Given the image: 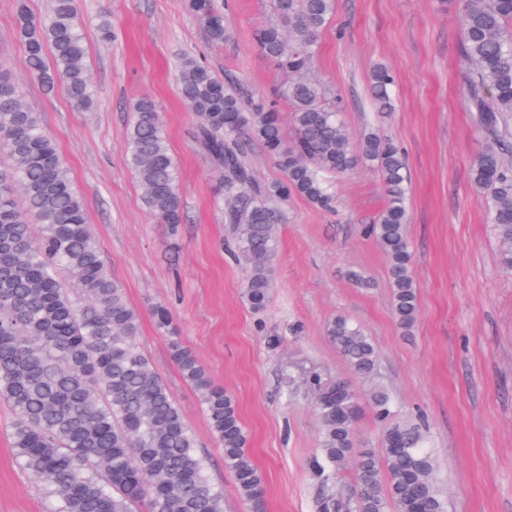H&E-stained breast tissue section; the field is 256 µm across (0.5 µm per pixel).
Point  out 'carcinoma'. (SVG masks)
Instances as JSON below:
<instances>
[{"instance_id": "obj_1", "label": "carcinoma", "mask_w": 512, "mask_h": 512, "mask_svg": "<svg viewBox=\"0 0 512 512\" xmlns=\"http://www.w3.org/2000/svg\"><path fill=\"white\" fill-rule=\"evenodd\" d=\"M35 16L18 4V38L26 78L46 90L60 87L77 111L93 106L86 37L78 0H50ZM274 21L255 31L261 52L281 75L276 96L292 104L287 138L276 101L243 102L234 80L221 79L193 55L180 59V93L198 120L197 137L222 176L224 223L233 225V252L246 272L243 297L262 311L268 302L277 254L279 203L299 194L324 210L333 207L327 176L359 165L382 177L385 204L369 226L387 258L394 313L410 327L417 290L406 237V163L392 142L367 132L359 148L338 118L336 102L308 76L317 37L336 0H270ZM203 20L208 41L224 44V0H188ZM464 80L470 111L493 140L506 144L512 118V5L508 0H463ZM391 72L373 69L370 91L377 111L391 110ZM127 165L142 188L147 213L171 230L182 223L179 176L155 102L133 105ZM244 127L276 157L285 180L261 183L243 160ZM0 399L15 411L12 432L19 466L39 483L49 512H224V492L205 473L195 434L171 391L136 346L140 315L125 288L106 271L87 220L40 113L22 100L21 80L0 67ZM471 179L488 204L512 268V168L484 150ZM21 193L24 209L15 196ZM327 335L356 375L375 367L371 339L339 316ZM171 358L199 394L224 466L250 512H263L264 479L247 448L233 397L215 384L196 354L169 337ZM321 420L322 457L315 472L354 461V493L327 495L318 512H446L434 481L437 463L422 428L386 426L381 447L357 444L360 398L347 381L312 386Z\"/></svg>"}]
</instances>
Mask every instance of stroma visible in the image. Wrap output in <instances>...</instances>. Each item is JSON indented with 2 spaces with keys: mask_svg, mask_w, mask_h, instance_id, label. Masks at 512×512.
Segmentation results:
<instances>
[{
  "mask_svg": "<svg viewBox=\"0 0 512 512\" xmlns=\"http://www.w3.org/2000/svg\"><path fill=\"white\" fill-rule=\"evenodd\" d=\"M111 41L96 32L100 12ZM462 0H336L310 75L333 92L352 143L373 131L406 157V234L418 294L411 330L398 324L387 261L365 228L384 205L377 171L333 176L336 209L299 195L282 205L275 276L263 312L243 298L244 270L231 253L220 175L199 145L197 119L179 94L178 63L195 55L248 95L274 96L279 75L254 43L273 19L267 0H227L223 46H211L187 0H80L94 106L74 110L62 91L24 86L26 104L87 205L104 263L140 314L137 343L167 384L198 440L224 512H249L211 436L197 391L172 362L152 310L167 307L172 329L215 384L236 401L248 448L265 476L264 512H317L326 491L348 496L353 472L329 482L313 470L321 423L308 384L348 380L366 406L359 438L379 447L384 424L373 392L392 418L422 425L437 459L447 512H512V269L488 221L471 168L487 146L463 82ZM16 0H0V64L26 73ZM394 76L392 109L376 111L370 73ZM155 101L179 172L184 220L178 232L146 213L126 164L133 104ZM360 325L377 349L373 372L353 374L326 334L333 318ZM12 406L0 400V512H47L33 477L17 464Z\"/></svg>",
  "mask_w": 512,
  "mask_h": 512,
  "instance_id": "35a3bbf8",
  "label": "stroma"
}]
</instances>
